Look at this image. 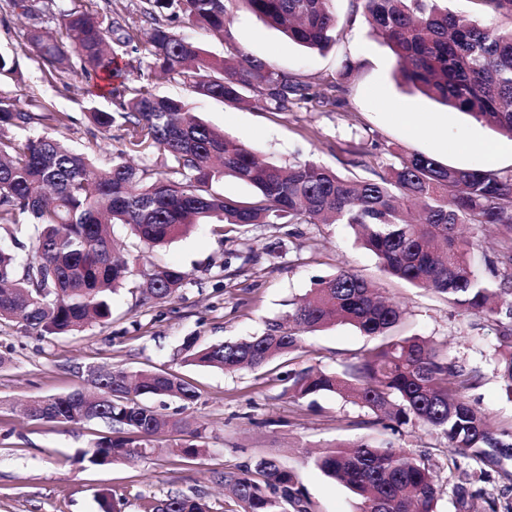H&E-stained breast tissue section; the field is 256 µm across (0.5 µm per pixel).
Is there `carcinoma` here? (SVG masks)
Returning <instances> with one entry per match:
<instances>
[{
    "label": "carcinoma",
    "mask_w": 512,
    "mask_h": 512,
    "mask_svg": "<svg viewBox=\"0 0 512 512\" xmlns=\"http://www.w3.org/2000/svg\"><path fill=\"white\" fill-rule=\"evenodd\" d=\"M139 27L149 70H158L196 94L226 103L250 95L268 112L303 104H335L311 85L270 62L230 47L213 57L183 32L160 22L166 10L216 37L225 36L228 0H144ZM288 40L309 50L334 41L333 0H240ZM373 30L390 46L401 80L424 96L462 112L512 138V29L496 24L512 18V0H483L490 7L480 23L448 12L439 0H361ZM59 17L60 30L33 25L28 43L48 74L64 88L88 97L112 94L119 54L137 28L107 22L87 12L63 9L57 0H3L1 8ZM123 148L98 167L90 156L39 126L69 128L72 116L22 111L0 97V231L27 238L22 257L0 247V322L17 321L40 335L65 336L112 318V295L130 276L119 255L112 225L130 228L148 247L165 245L195 224L241 230L258 224H346L388 275L430 292L497 324L506 349L497 371L512 399V274L493 288L459 235L464 224L500 226V263L512 267V174L446 166L413 154L373 178L351 180L312 161L287 167L260 159L252 148L224 136L185 110L176 97L153 92L149 79L119 100ZM165 156V171L135 166L131 159ZM250 185L249 199L212 192L224 176ZM146 291L173 300L189 284V273L152 264ZM402 311L378 296L353 270L339 269L314 280L288 322H275L248 338L200 347L186 357L195 366L237 373L269 367L295 401L331 393L353 399L373 415V425L395 430L412 423L444 437L461 457L500 465L512 459V430L494 431L467 392L477 377L448 357L444 346L394 330ZM336 323L348 324L373 345L340 372L299 367L304 337ZM175 397L192 404L195 388L156 369L133 376L104 371L91 390L39 396L33 422H99L109 435L97 437L88 461L112 464L153 447L160 430L175 436L170 447L198 457L204 427L164 415L151 399ZM327 477L357 499V512H438L441 468L428 452L413 455L388 437L364 435L325 447L313 460ZM224 488L238 509L224 512H312L295 475L276 458L224 469ZM457 512H471L477 498L466 481L452 488ZM143 512H211L207 502L183 494L148 500Z\"/></svg>",
    "instance_id": "cac0c4a2"
}]
</instances>
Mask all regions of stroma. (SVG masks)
Segmentation results:
<instances>
[{"mask_svg":"<svg viewBox=\"0 0 512 512\" xmlns=\"http://www.w3.org/2000/svg\"><path fill=\"white\" fill-rule=\"evenodd\" d=\"M335 11L339 35L322 52L288 43L241 0H231L221 39L187 28L168 13L161 21L188 31L210 55L223 56L230 43L314 86L335 83L336 105L268 112L196 95L167 78L156 80V90L181 98L211 127L281 165L312 159L347 177H367L424 153L450 166L512 174V139L404 85L392 50L372 30L358 0H335ZM31 25L25 17L0 11V53L9 58L0 71V94L21 109L38 99L70 114L74 122L62 139L103 161L110 150L120 149L123 128L116 122L108 133H98L88 114L116 111L117 94L137 87L145 59L129 51L112 80L113 95L91 99L44 79L41 60L27 44ZM347 63L353 70L345 77L341 71ZM463 139L470 141V150L459 149ZM488 143L498 149L495 158L484 151ZM112 236L132 274L113 299L109 323L74 336H41L16 322L0 323V512H99L102 493L124 500V512H142L143 497L177 493L202 497L214 512H222L225 467L259 457L278 458L293 470L313 512H356L353 495L321 473L312 454L341 440L379 435L367 409L332 394L318 396L311 407L284 395L281 382L267 370L230 374L192 366L183 351L190 337L203 346L260 333L268 323L286 319L293 301L316 277L339 268L355 270L400 306L397 335L447 344L452 357L477 371L470 400L493 428L512 426V401L495 370L501 338L492 322L387 276L346 225L261 224L222 236L201 225L154 249L120 224ZM152 263L189 272L191 285L169 302L150 298L140 285ZM370 344L354 327L338 323L306 335L303 363L339 372ZM147 367L176 374L196 388L199 398L190 412L206 427V448L196 459L172 451L163 432L145 455L96 466L84 453L105 433L103 424L27 422L20 416L31 397L86 386L88 369ZM394 440L411 452L431 451L449 483L466 475L473 488L499 505L512 503V461L499 469L463 458L458 467H449L453 450L447 441L411 424L400 427Z\"/></svg>","mask_w":512,"mask_h":512,"instance_id":"35a3bbf8","label":"stroma"}]
</instances>
